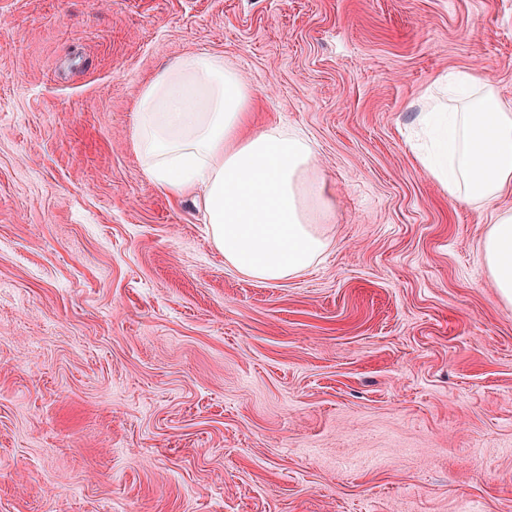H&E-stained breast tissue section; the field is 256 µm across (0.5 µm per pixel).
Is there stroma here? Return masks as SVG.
<instances>
[{
    "mask_svg": "<svg viewBox=\"0 0 512 512\" xmlns=\"http://www.w3.org/2000/svg\"><path fill=\"white\" fill-rule=\"evenodd\" d=\"M195 52L316 146L296 278L142 172L139 91ZM486 68L512 107V0H0V512H512V195L449 199L406 140ZM481 255L494 288L512 305V210L495 215L481 242Z\"/></svg>",
    "mask_w": 512,
    "mask_h": 512,
    "instance_id": "stroma-1",
    "label": "stroma"
}]
</instances>
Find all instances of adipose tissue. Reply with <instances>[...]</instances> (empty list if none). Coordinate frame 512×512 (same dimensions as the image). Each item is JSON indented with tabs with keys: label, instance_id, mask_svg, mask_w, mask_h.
Instances as JSON below:
<instances>
[{
	"label": "adipose tissue",
	"instance_id": "1",
	"mask_svg": "<svg viewBox=\"0 0 512 512\" xmlns=\"http://www.w3.org/2000/svg\"><path fill=\"white\" fill-rule=\"evenodd\" d=\"M414 121V149L450 198L491 203L512 191V112L484 73L442 77ZM253 90L223 57L190 53L141 88L133 147L145 177L166 195L202 189L200 205L224 262L259 281L312 267L329 246L320 231L335 205L318 175L314 143L278 125L250 124ZM489 277L512 305V210L481 242Z\"/></svg>",
	"mask_w": 512,
	"mask_h": 512
}]
</instances>
